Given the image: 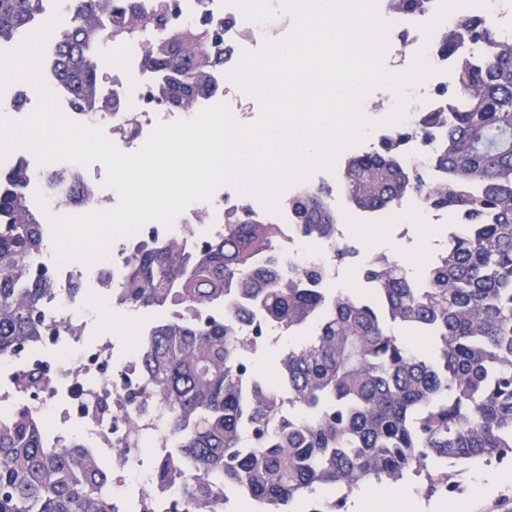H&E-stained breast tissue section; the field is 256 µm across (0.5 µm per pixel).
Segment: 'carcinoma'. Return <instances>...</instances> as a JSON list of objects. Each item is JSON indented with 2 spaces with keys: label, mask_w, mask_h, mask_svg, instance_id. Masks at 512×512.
Wrapping results in <instances>:
<instances>
[{
  "label": "carcinoma",
  "mask_w": 512,
  "mask_h": 512,
  "mask_svg": "<svg viewBox=\"0 0 512 512\" xmlns=\"http://www.w3.org/2000/svg\"><path fill=\"white\" fill-rule=\"evenodd\" d=\"M396 14L420 13L429 0H385ZM177 0H69V16L45 48L50 78L75 108L105 118L124 107L102 89L101 49L137 42L146 26L143 70L154 99L192 112L217 93L230 18L200 9L193 26L174 23ZM46 0H0V47L19 46L43 16ZM481 40L486 56L467 57ZM440 53L460 58L448 107L424 112L421 130L439 139L427 166L402 160L406 135L387 133L377 149L348 160L343 183L364 213L418 195L463 221L448 251L420 280L387 255L363 260L336 240V211L323 187L290 202L305 237L358 264L362 287L328 296L315 268L286 274L273 256L276 234L248 204L233 208L224 236L188 251L177 240L129 256L123 283L130 308L172 300L206 312L222 302L247 320L260 314L290 333L313 328L278 351L272 372L247 378L244 347L215 318L157 323L144 337L145 377L139 413L161 419L178 455L155 479L181 480L193 512H217L235 488L267 512H347L348 497L369 480L411 484L431 498L451 483L429 466H464L512 458V41L469 24L449 34ZM28 171L0 169V355L48 334L42 300L60 289L34 259L45 224L25 197ZM54 192L78 204L84 190L64 173ZM426 336L427 352L402 336ZM288 388L283 411L270 374ZM50 372L23 374L36 390ZM336 488V503L315 499ZM0 512H113L104 469L73 442L45 448L26 408L0 422Z\"/></svg>",
  "instance_id": "obj_1"
}]
</instances>
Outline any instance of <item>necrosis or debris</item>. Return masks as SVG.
I'll return each instance as SVG.
<instances>
[{
  "label": "necrosis or debris",
  "instance_id": "necrosis-or-debris-1",
  "mask_svg": "<svg viewBox=\"0 0 512 512\" xmlns=\"http://www.w3.org/2000/svg\"><path fill=\"white\" fill-rule=\"evenodd\" d=\"M209 9L213 16H230L235 20L234 26L224 32V45L232 55L226 58L217 81L220 100L229 106L236 121L245 123L250 114L241 102L238 86L228 79L227 73L237 67L243 53L252 47L283 38L291 27V19L280 13L268 23H254L231 0H209ZM378 14L389 25L385 69L396 72L422 51L434 70L426 85L409 88L403 119L381 124L379 130L383 133L409 130L416 125L420 113L441 107L439 93L454 80L459 61L442 58L439 46L461 24L476 20L499 39L512 41V0H433L431 9L425 13L393 14L382 6ZM142 56V46L119 44L113 46L105 64L113 87L124 92L126 105L124 112L101 120L100 125L108 139L122 142L128 152L139 149L158 122L179 118L178 113L148 98ZM18 164L25 165L30 172L29 189L35 194L40 211H69V203L50 192L47 169L34 162L26 151L14 150L0 161V166L6 168ZM306 187L303 181L287 187L279 197L277 212H269L259 200L254 207L256 212L274 217V254L284 268H319L323 276L318 286L331 295L336 291L342 266L325 243L302 238L289 214V201ZM237 195L232 186H222L211 202L190 204L172 226L149 222L137 233L119 239L107 259L90 266L76 261L58 263L49 244L35 260L36 269L49 272L65 289L45 298L41 305V313L52 325V332L22 350L0 356V420L24 406L43 436L44 447L61 448L79 441L109 473L114 512H169L170 505L184 496L181 485H161L152 480L157 463L174 453L175 444L166 429L160 422H149L151 444L144 448L126 447V422L136 409L117 402L115 395L117 390L142 386L141 339L148 334L151 323L181 320L188 311L181 302L173 301L152 309L150 323L129 325L131 310L120 289L127 257L144 244L160 247L178 240L192 250L223 236L230 202ZM413 217L427 225V239L431 243L430 249L414 252L404 264L406 272L419 278L424 276L434 254L447 249L448 226L455 223V216L414 198L380 212L370 226L369 238L379 241L398 236ZM75 281L81 283V290H67V283ZM209 315L233 323L245 342L243 360L250 371L255 368L254 356L285 334L284 329L259 316L249 322L236 321L220 304L211 308ZM43 367L54 373L48 388L24 391L18 387L21 372ZM100 396L112 398L110 413L97 411L95 400Z\"/></svg>",
  "mask_w": 512,
  "mask_h": 512
}]
</instances>
